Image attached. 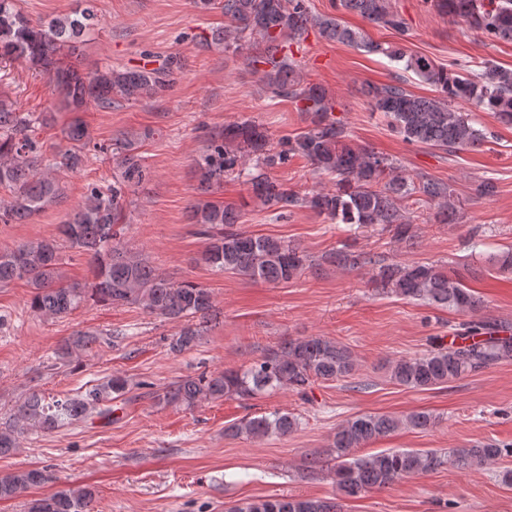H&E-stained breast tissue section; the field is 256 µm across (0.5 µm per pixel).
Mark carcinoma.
<instances>
[{
  "label": "carcinoma",
  "instance_id": "cac0c4a2",
  "mask_svg": "<svg viewBox=\"0 0 512 512\" xmlns=\"http://www.w3.org/2000/svg\"><path fill=\"white\" fill-rule=\"evenodd\" d=\"M437 10L492 40L512 42V0H432ZM220 5L227 24L221 32L202 36L209 47L246 51L247 64L262 74L271 93L295 102L308 121L301 133L268 149L266 132L254 120L235 121L211 135L206 149L195 160L200 198L192 207L196 234L207 241L202 260L218 272H229L251 281L279 283L291 280L314 265L298 245L279 238L256 235L235 228L239 211L205 198L227 174L246 178L253 198L281 213L307 208L348 229L380 230L395 240L415 237L407 216L409 204L436 208L440 224L458 220L453 189L447 182L423 173L408 174L401 163L360 145L352 139L347 123L334 115L335 105L325 88L305 83L293 47L306 40L309 31L368 53L381 54L403 63L420 80L435 87L433 97L407 90L404 79L395 77L369 86L371 110L388 120L391 129L409 145H426L457 153L483 147L491 133L465 111L469 106L492 112L499 123L512 126V69L492 61L481 71L452 62L438 65L425 55L407 53L401 43L365 39L358 30L332 16L311 13L306 0H196L207 10ZM339 6L368 22L402 36L403 20L390 0H339ZM99 24L97 0H80L79 8L47 22L34 23L17 9L16 0H0V63L24 62L48 75L63 93L64 106L73 111L94 103L110 108L120 101L153 97L166 90L174 72L181 68L176 57L158 66L146 61L136 67L110 64L83 73L75 60L81 46ZM48 115L23 112L0 99V187L11 189L9 200L0 203V223L18 224L60 203L64 191L56 172L74 171L84 163L82 150L88 131L79 121L64 129L71 148L52 159L42 157L34 127ZM152 131L128 133L105 147L115 175L107 186L88 188L85 200L62 225L67 247L90 257L95 281L89 284L64 281L61 247L56 240H30L0 250V286L23 281L32 288L31 309L40 315L62 317L79 308L90 296L114 306L138 305L183 326L170 341V349L184 352L196 346L201 324L213 310L210 289L192 281L174 282L158 271L148 256L114 243L119 225L126 223L129 193L144 187L150 172L139 152ZM300 156L333 188L300 193L267 176V170ZM254 160L247 166V160ZM337 268L372 271V283L385 293L470 315L460 323L451 340L435 343L426 353L390 362L393 383L410 389H428L488 369L512 358V336L507 328L481 317L482 301L459 274L433 263L397 264L375 252L355 251L344 244L323 256ZM356 359L351 349L326 336L283 340L261 358L238 369L184 378L162 394L166 403L188 409L204 402L235 398L255 399L280 390L300 396L317 382L349 377ZM128 392V381L115 376L76 396L46 398L31 394L19 404L12 421L0 426V455L19 447L29 431L52 432L76 420L97 416L112 421V397ZM439 417L428 411L401 418L387 414H361L339 425L330 447L313 458L308 471L325 469L333 474L343 497H357L371 490L389 488L413 475L452 466L479 470L512 457V443L477 442L449 451L387 448L371 455L356 449L385 437L400 427L426 431ZM297 419L279 411L248 416L226 428L234 437L252 439L283 437L295 432ZM52 480L45 468L0 472V500L14 499L28 489ZM94 492L89 488L62 490L27 504V512H91ZM229 512H342L335 498L282 496L241 501Z\"/></svg>",
  "mask_w": 512,
  "mask_h": 512
}]
</instances>
